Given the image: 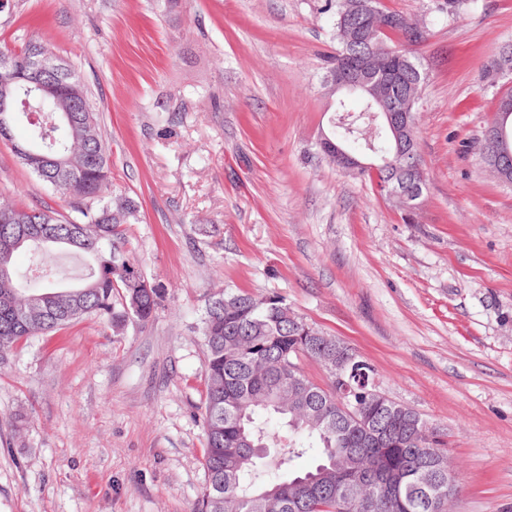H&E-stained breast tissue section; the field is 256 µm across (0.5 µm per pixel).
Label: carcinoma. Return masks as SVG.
I'll return each instance as SVG.
<instances>
[{
	"label": "carcinoma",
	"instance_id": "cac0c4a2",
	"mask_svg": "<svg viewBox=\"0 0 512 512\" xmlns=\"http://www.w3.org/2000/svg\"><path fill=\"white\" fill-rule=\"evenodd\" d=\"M351 2L324 0L322 13L330 15L334 29L353 19ZM361 2L390 17V28L381 35L382 46L390 51L387 67L407 78L425 79L409 51L388 43L391 34L409 39L395 24L402 14L385 8L381 0ZM35 47L56 65L52 79L62 92L76 88L79 101L91 104L75 67L45 45L30 41L19 52L0 48V84H9L19 102L10 127L23 128L27 139L21 145L25 152L16 156L70 207V215L63 216L47 201L0 206V364L20 342L83 316L97 318L118 335L132 320L150 321L165 294L161 284L145 278L131 261L123 225L138 221V207L112 191L109 147L98 113L77 112L74 121L62 120L61 98L34 102L36 112L22 110L20 101L31 95L17 73ZM368 51L361 43L338 44L327 72L350 66ZM507 100L512 101V89L498 99L493 122L505 126L512 149V112L502 111ZM153 111L166 113L160 136L172 135L181 123V109L156 103ZM372 111L362 101L351 115L353 124L333 126L330 139L368 151L364 134ZM373 146L376 155L403 165L393 135L379 132ZM30 152L66 162L37 168L29 161ZM358 177L375 180L382 195L396 184L384 170H363ZM27 247L37 251V275H20L14 267L15 254ZM61 249L74 250L88 262L86 277L76 285L63 286L54 274ZM201 335L206 350L202 418L207 484L196 512H436L430 498L448 497V474L436 466L447 446L443 433L435 428L418 445L388 437L373 447L359 446V428L336 419V403L358 407L379 426L399 425L381 403L379 387L372 386L375 368L357 356L341 377L329 374V387L312 381L299 361L306 357L324 364L336 354V337L307 325L280 295L215 294L206 304ZM312 448L319 449L316 463L297 468L296 461Z\"/></svg>",
	"mask_w": 512,
	"mask_h": 512
}]
</instances>
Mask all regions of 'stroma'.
<instances>
[{
    "mask_svg": "<svg viewBox=\"0 0 512 512\" xmlns=\"http://www.w3.org/2000/svg\"><path fill=\"white\" fill-rule=\"evenodd\" d=\"M384 0L425 21L415 114L426 188L411 222L317 145L336 36L324 0H10L0 48L75 66L112 147L127 235L166 297L121 334L93 317L0 365V512H193L207 480L200 317L225 289L283 296L367 359L383 392L446 435L451 512H512V183L480 143L512 0ZM185 104L159 139L156 99ZM0 140V204L64 198Z\"/></svg>",
    "mask_w": 512,
    "mask_h": 512,
    "instance_id": "35a3bbf8",
    "label": "stroma"
}]
</instances>
